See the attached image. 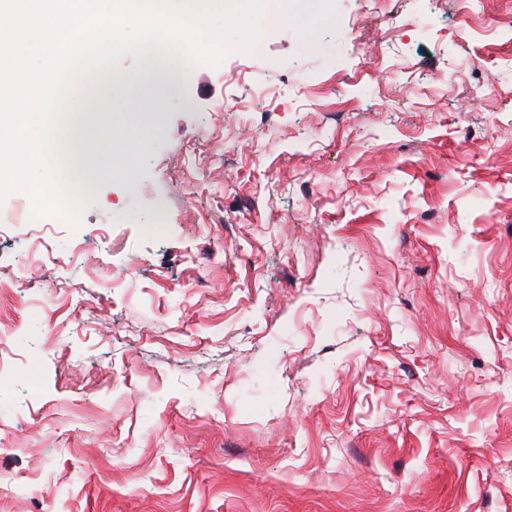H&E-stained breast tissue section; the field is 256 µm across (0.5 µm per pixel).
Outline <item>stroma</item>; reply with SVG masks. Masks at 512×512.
<instances>
[{
  "label": "stroma",
  "instance_id": "1",
  "mask_svg": "<svg viewBox=\"0 0 512 512\" xmlns=\"http://www.w3.org/2000/svg\"><path fill=\"white\" fill-rule=\"evenodd\" d=\"M322 9L134 89L80 226L0 234V512H512V30Z\"/></svg>",
  "mask_w": 512,
  "mask_h": 512
}]
</instances>
